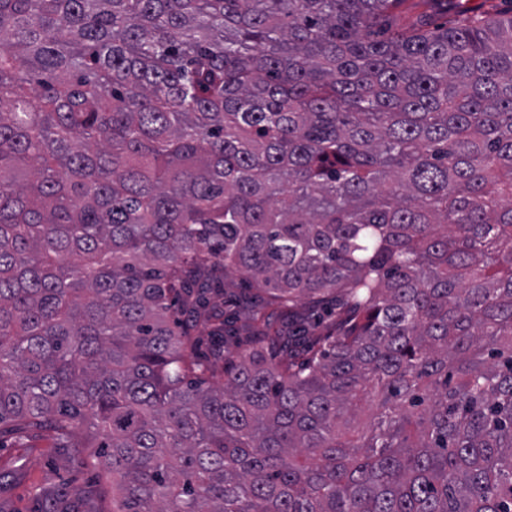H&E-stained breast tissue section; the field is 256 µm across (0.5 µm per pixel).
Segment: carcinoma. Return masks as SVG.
I'll list each match as a JSON object with an SVG mask.
<instances>
[{"instance_id": "1", "label": "carcinoma", "mask_w": 512, "mask_h": 512, "mask_svg": "<svg viewBox=\"0 0 512 512\" xmlns=\"http://www.w3.org/2000/svg\"><path fill=\"white\" fill-rule=\"evenodd\" d=\"M12 430L112 512H512V8L0 0ZM240 288L248 287L241 282L239 274L231 270L226 271L224 279L225 304L221 307V310L224 311V317L231 313H236L237 315L241 313V310L237 307L234 308L230 302V297L234 298L239 296Z\"/></svg>"}]
</instances>
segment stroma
I'll use <instances>...</instances> for the list:
<instances>
[{
  "label": "stroma",
  "mask_w": 512,
  "mask_h": 512,
  "mask_svg": "<svg viewBox=\"0 0 512 512\" xmlns=\"http://www.w3.org/2000/svg\"><path fill=\"white\" fill-rule=\"evenodd\" d=\"M90 449L62 448L48 434L0 438V505L6 512H47L49 492L61 490L71 512H112V481L95 469ZM96 497H88L89 488Z\"/></svg>",
  "instance_id": "obj_1"
}]
</instances>
